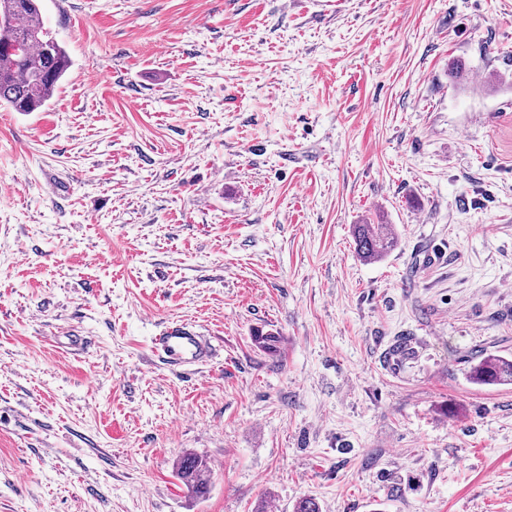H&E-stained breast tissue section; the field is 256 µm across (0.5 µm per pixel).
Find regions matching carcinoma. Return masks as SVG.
I'll list each match as a JSON object with an SVG mask.
<instances>
[{"instance_id": "1", "label": "carcinoma", "mask_w": 512, "mask_h": 512, "mask_svg": "<svg viewBox=\"0 0 512 512\" xmlns=\"http://www.w3.org/2000/svg\"><path fill=\"white\" fill-rule=\"evenodd\" d=\"M71 67V59L44 26L39 0H0V106L14 112H40ZM358 254L376 260L391 251L397 238L390 224H356ZM478 385L512 384V360L486 354L470 368ZM180 482L195 496L209 491L207 462L185 451L176 460Z\"/></svg>"}]
</instances>
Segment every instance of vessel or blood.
<instances>
[{
    "mask_svg": "<svg viewBox=\"0 0 512 512\" xmlns=\"http://www.w3.org/2000/svg\"><path fill=\"white\" fill-rule=\"evenodd\" d=\"M153 349L163 364L187 372L206 364L211 355L206 340L185 323L164 326L153 340Z\"/></svg>",
    "mask_w": 512,
    "mask_h": 512,
    "instance_id": "obj_1",
    "label": "vessel or blood"
}]
</instances>
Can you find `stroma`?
I'll return each mask as SVG.
<instances>
[{
	"instance_id": "1",
	"label": "stroma",
	"mask_w": 512,
	"mask_h": 512,
	"mask_svg": "<svg viewBox=\"0 0 512 512\" xmlns=\"http://www.w3.org/2000/svg\"><path fill=\"white\" fill-rule=\"evenodd\" d=\"M41 13L72 66L0 107V512H512V385L467 378L512 357V0ZM354 240L358 254L365 260H376L391 251L397 238L389 224L354 225ZM153 349L163 364L193 372L209 361L211 348L197 331L186 323H169L153 340ZM175 472L180 482L195 496H205L209 491L207 462L193 452L185 451L176 460Z\"/></svg>"
}]
</instances>
